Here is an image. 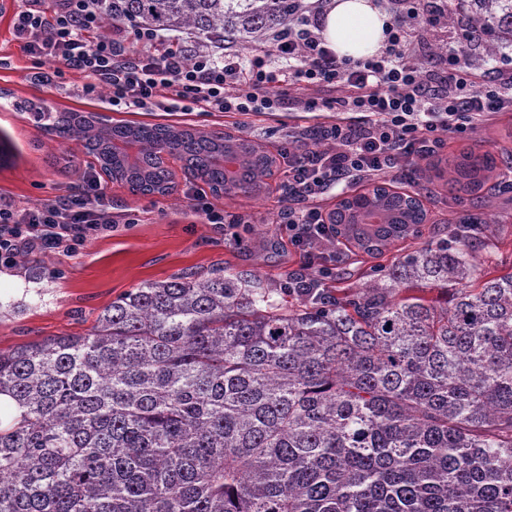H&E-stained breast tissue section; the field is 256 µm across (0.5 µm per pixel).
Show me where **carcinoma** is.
<instances>
[{"instance_id":"obj_1","label":"carcinoma","mask_w":512,"mask_h":512,"mask_svg":"<svg viewBox=\"0 0 512 512\" xmlns=\"http://www.w3.org/2000/svg\"><path fill=\"white\" fill-rule=\"evenodd\" d=\"M109 24L252 49L288 0H123ZM487 53L512 44V0H456ZM58 144L112 154L119 181L174 189L166 150L226 194L277 163L242 136L102 123L29 103ZM449 194L497 180L490 152L438 167ZM332 245L381 255L422 236L419 199L368 189L329 215ZM463 219L357 288H267L215 272L147 281L88 333L0 351V512H512V269ZM437 291L441 298L426 293Z\"/></svg>"}]
</instances>
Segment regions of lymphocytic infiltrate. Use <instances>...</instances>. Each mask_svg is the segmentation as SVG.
I'll list each match as a JSON object with an SVG mask.
<instances>
[{
  "label": "lymphocytic infiltrate",
  "mask_w": 512,
  "mask_h": 512,
  "mask_svg": "<svg viewBox=\"0 0 512 512\" xmlns=\"http://www.w3.org/2000/svg\"><path fill=\"white\" fill-rule=\"evenodd\" d=\"M42 0H20L13 40L30 66L29 80L49 87L81 75V93L111 92L114 107H145L167 93L173 107L201 112H275L288 100L289 82L344 86L343 98L305 100L315 122L302 143H286L280 155L288 167L281 225L298 247L308 248L335 230L316 204L337 185L375 175L400 174L415 159L439 154L447 136L465 134L495 114L512 110V58L485 74L469 60L471 39L457 40L432 77L413 63L415 49L404 18L439 24L435 0H391L392 16L382 52L364 59L339 57L323 40L322 5L292 0L296 22L273 30L249 62L227 55L198 54L186 62L176 50L158 54L156 30H134L131 41L97 37L107 0H54L45 14ZM292 63L287 78L270 70L272 59ZM100 183L36 205L0 204V265L23 253H76L88 240L112 231V211L101 201Z\"/></svg>",
  "instance_id": "1"
}]
</instances>
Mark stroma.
<instances>
[{
    "label": "stroma",
    "instance_id": "stroma-1",
    "mask_svg": "<svg viewBox=\"0 0 512 512\" xmlns=\"http://www.w3.org/2000/svg\"><path fill=\"white\" fill-rule=\"evenodd\" d=\"M15 5L0 0V53L12 56L11 68H0V136L13 145L6 166H0V200L15 203L54 200L81 189L92 168L89 157L75 144L50 142L33 125L28 113L19 111L22 101L44 102L56 111L99 112L100 99L77 94L80 75H72L63 88L30 83L24 77L26 62L17 55L11 29ZM420 41L417 59L422 72L433 70L441 55L453 46L458 28L440 24L429 28L413 23ZM307 95L323 99L338 97L332 87H290V106L279 112L241 115L235 112H166L111 110L116 123L186 126L243 136L278 153L288 135L306 120L296 99ZM512 112L496 114L467 134L449 139L446 155L471 149L492 152L499 166L497 184L487 185L478 200L453 202L448 189L434 179L425 161L415 160L406 175L396 178V187L419 197L428 210L424 238L448 233L450 224L479 213L507 216L492 236L479 234L476 250L500 266L512 265ZM175 187L168 196H139L117 182L102 183L103 201L112 209L117 226L112 233L88 240L75 255L60 252L26 255L24 263L0 267V300H24L27 309L14 313L0 310V351L51 336L79 335L93 325L99 312L118 294L148 280L205 273L224 269L242 276H255L269 287H287L290 278L318 276L327 270L325 284L344 287L365 279L389 264L395 255L412 249V242L374 256L351 246L330 249L316 243L302 251L279 224L284 169L269 179L258 197L244 193L211 195L215 209L241 216L237 225L208 224L194 215L192 196L204 192L201 182L186 179L179 162H172Z\"/></svg>",
    "mask_w": 512,
    "mask_h": 512
}]
</instances>
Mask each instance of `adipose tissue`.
I'll return each mask as SVG.
<instances>
[{"label":"adipose tissue","instance_id":"1","mask_svg":"<svg viewBox=\"0 0 512 512\" xmlns=\"http://www.w3.org/2000/svg\"><path fill=\"white\" fill-rule=\"evenodd\" d=\"M388 17L374 0H330L321 20V35L338 55L368 57L386 39Z\"/></svg>","mask_w":512,"mask_h":512}]
</instances>
